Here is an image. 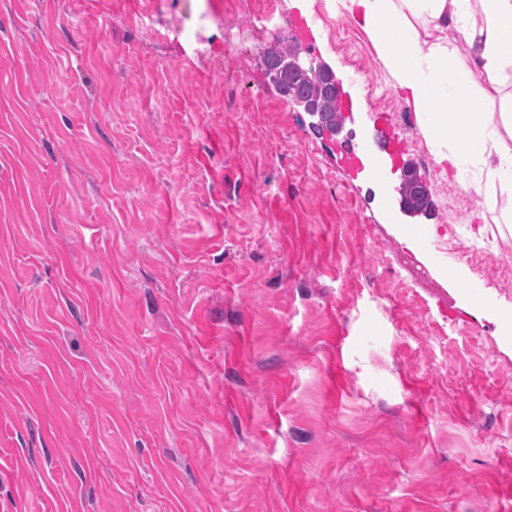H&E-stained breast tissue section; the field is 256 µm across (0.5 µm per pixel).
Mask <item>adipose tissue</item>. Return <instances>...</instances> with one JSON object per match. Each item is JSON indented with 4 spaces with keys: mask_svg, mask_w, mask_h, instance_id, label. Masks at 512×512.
Instances as JSON below:
<instances>
[{
    "mask_svg": "<svg viewBox=\"0 0 512 512\" xmlns=\"http://www.w3.org/2000/svg\"><path fill=\"white\" fill-rule=\"evenodd\" d=\"M359 13L376 56L418 115V128L439 163L480 170L465 191L497 206L498 191L512 192V113L493 95L484 109H470V81L448 75V33L464 36L488 84L512 64V0H340Z\"/></svg>",
    "mask_w": 512,
    "mask_h": 512,
    "instance_id": "obj_1",
    "label": "adipose tissue"
}]
</instances>
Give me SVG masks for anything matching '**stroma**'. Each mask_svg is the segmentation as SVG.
<instances>
[{
    "label": "stroma",
    "mask_w": 512,
    "mask_h": 512,
    "mask_svg": "<svg viewBox=\"0 0 512 512\" xmlns=\"http://www.w3.org/2000/svg\"><path fill=\"white\" fill-rule=\"evenodd\" d=\"M251 2L0 0V512H512V207L339 0ZM296 18L332 140L260 61ZM391 165V171L400 170L398 184L394 187V192L396 193V201L398 203L400 212L407 216L418 215L419 213L417 211L412 210L407 206L403 196V189L409 179L413 176H415L422 185L426 186L427 183L417 175V172L410 163L398 164L396 160L392 158Z\"/></svg>",
    "instance_id": "35a3bbf8"
}]
</instances>
